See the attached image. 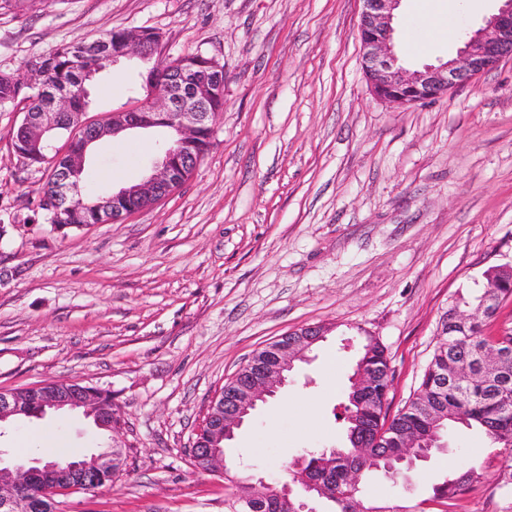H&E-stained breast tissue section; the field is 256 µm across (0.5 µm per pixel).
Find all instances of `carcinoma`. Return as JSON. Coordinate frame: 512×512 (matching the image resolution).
<instances>
[{
  "label": "carcinoma",
  "mask_w": 512,
  "mask_h": 512,
  "mask_svg": "<svg viewBox=\"0 0 512 512\" xmlns=\"http://www.w3.org/2000/svg\"><path fill=\"white\" fill-rule=\"evenodd\" d=\"M125 30H110L100 37L104 51L89 52L87 42L62 45L47 56L26 63V69L39 76L40 87L32 89L19 73L0 72V111L43 112L59 92L70 95L73 111L83 112L89 104L92 81L83 80L78 60L100 72L112 64V44ZM488 287L468 302L459 305L481 307L485 321L458 324L448 319L442 336L428 361L420 384L403 407L388 414L390 367L384 346L374 336L365 337L359 347L352 373L348 377L347 401L343 403L346 444L336 448H304L299 467H288V481L304 486H321L329 512H450L456 501L481 482L486 461H468L461 469L448 468L430 486L428 497L415 507L379 505L365 495L366 480L380 475L394 485L406 487L411 473L421 464L448 451V432L455 426L480 431L499 451L498 489L512 501V325L491 333L489 322L502 306L512 302V273L486 272ZM495 340L504 358L493 365L481 362L478 351ZM268 348L257 351L222 386L224 396L253 384L256 377L251 363L262 361ZM433 442L432 448H404L405 439ZM361 481L350 483V475ZM228 493L224 512H284V503L275 493L277 483H258L248 475L224 472Z\"/></svg>",
  "instance_id": "1"
}]
</instances>
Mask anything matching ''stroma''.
Segmentation results:
<instances>
[{
    "mask_svg": "<svg viewBox=\"0 0 512 512\" xmlns=\"http://www.w3.org/2000/svg\"><path fill=\"white\" fill-rule=\"evenodd\" d=\"M455 7L474 31L498 0H402ZM361 0H26L0 10V71L112 29H152L167 54L224 66L216 139L192 177L116 224L60 232L34 212L45 169L11 153L17 112H0V389L42 381L110 391L125 462L112 483L64 498L63 512H224V480L192 465L191 439L212 397L252 355L307 325L328 330L287 385L236 430L226 458L282 475L302 448L339 446L336 414L366 330L392 368L390 410L417 389L454 298L488 267L512 263V59L469 84L395 108L362 68ZM409 67L456 55L459 39L425 35ZM121 73L113 82V73ZM146 76L138 59L105 70L88 118L126 106ZM161 138H105L85 190L144 178ZM109 434L81 412L13 422L15 458L51 447L90 454ZM452 456L419 468L410 489L371 499L411 505L449 464L487 458L452 512H501L494 451L453 430Z\"/></svg>",
    "mask_w": 512,
    "mask_h": 512,
    "instance_id": "1",
    "label": "stroma"
}]
</instances>
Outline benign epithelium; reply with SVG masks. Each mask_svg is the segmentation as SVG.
Masks as SVG:
<instances>
[{"mask_svg": "<svg viewBox=\"0 0 512 512\" xmlns=\"http://www.w3.org/2000/svg\"><path fill=\"white\" fill-rule=\"evenodd\" d=\"M401 0H363L358 26L362 66L372 93L393 107L401 108L443 97L448 90L465 85L495 67L502 59L512 58V0H500L498 12L485 20L483 27L473 31L457 51L456 57L418 69H406L393 47L395 11ZM155 54L166 56L163 37L146 38L142 30L128 31L121 44L112 49V62L136 57L147 60ZM177 84L161 76L146 75L142 89L144 97L136 98L128 107L107 113L102 122L82 120L83 113L70 111V102L63 95L54 97L50 108L35 114L23 113L22 127L27 145L39 148L49 142L63 115L70 117L80 131V144L66 145L55 150L54 162L61 176L54 193L46 197L55 209L59 231L84 228L71 223L72 213L83 210L98 224L117 223L149 208L177 191L192 175L200 156L194 152L199 141L215 137L216 113L207 106L224 100V79L208 80L195 73V65L179 68ZM163 129L173 147L165 150L156 161L153 172L140 182L123 187L110 195L93 200L83 193L82 174L91 144L129 130ZM307 343L285 344L276 348V361L262 367L252 386L237 392L230 411L201 425L208 426L216 440L209 453L216 472L224 474V453L221 442L233 437L258 403L273 397L288 384L289 373L297 360L305 361L312 346L325 335L318 326L303 327ZM48 390L35 387L24 395L17 391L0 390V424L10 419L32 414L42 418L62 409L81 410L94 416L95 426L118 433L112 410V397L104 390L78 383H47ZM112 465V449L90 455V459L65 465L55 458L6 460L0 451V512H33L38 502L50 499L51 493L62 494L87 484L86 470L93 466L103 470Z\"/></svg>", "mask_w": 512, "mask_h": 512, "instance_id": "1", "label": "benign epithelium"}]
</instances>
